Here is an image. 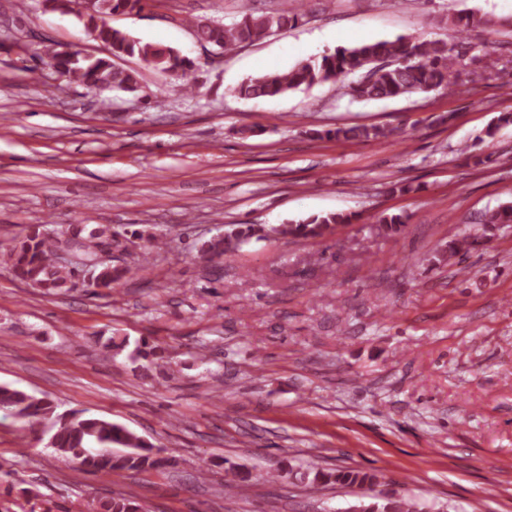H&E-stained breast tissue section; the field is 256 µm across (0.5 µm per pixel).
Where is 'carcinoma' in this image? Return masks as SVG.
<instances>
[{"mask_svg": "<svg viewBox=\"0 0 512 512\" xmlns=\"http://www.w3.org/2000/svg\"><path fill=\"white\" fill-rule=\"evenodd\" d=\"M141 0H97V8L82 16L86 29L102 43L104 56L83 55L79 51L55 49L45 65L74 83L87 86L106 85L114 90L136 92L140 88L139 72L114 63L121 57H136L146 67L180 78L191 74L193 62L172 47L143 42L119 29L103 23V18L132 11ZM303 13L286 10L255 14L241 12L231 25L191 21L196 40L203 46L215 45L231 49L240 44L260 41L277 30L293 26ZM457 35L470 28L487 26L490 20L474 13L459 15L451 21ZM361 78L350 85L353 97L360 100L400 98L414 93H428L439 88L454 94L464 85L460 54L446 42L424 41L415 37L379 40L352 47H340L334 52L297 63L282 73H262L242 81L234 92L243 99L280 97L290 91L311 88L328 81H342L350 75ZM334 136L344 140H395L393 129L376 126L338 127ZM351 218L342 213L311 216L291 224L271 229L276 236L298 239L318 238ZM485 224H512V204H503L487 212ZM255 232L252 225L237 224L212 237L203 252L221 258L232 243L249 238ZM111 230L103 224H69L59 230L35 228L9 251V269L15 278L35 288L59 291L79 276L83 267L95 269L93 294L112 290L131 270L118 268L100 260L101 247L110 240ZM56 407L46 398L36 397L9 384H0V412L33 422L53 420V433L48 446L76 464L78 471L122 473L163 466L161 450L127 427L83 410L55 413ZM286 476L314 489L330 484L357 485L366 492L368 501L360 505L361 512H419L416 502L404 496L376 492L378 479L374 474L357 470L306 469L301 471L283 465L273 478ZM96 512H146L143 503L131 494L106 497L98 502Z\"/></svg>", "mask_w": 512, "mask_h": 512, "instance_id": "1", "label": "carcinoma"}]
</instances>
